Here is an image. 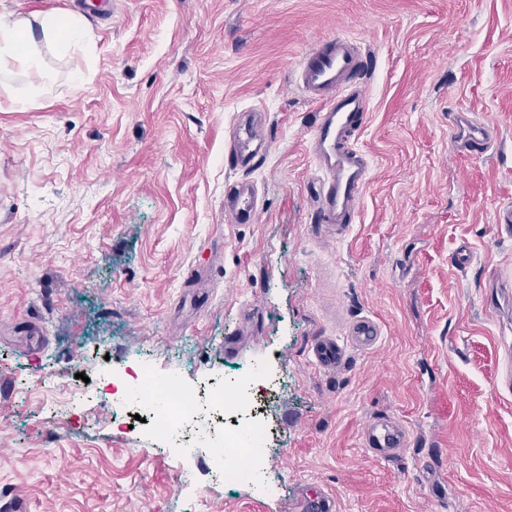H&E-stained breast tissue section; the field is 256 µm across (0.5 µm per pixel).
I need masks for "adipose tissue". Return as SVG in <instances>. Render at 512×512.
Listing matches in <instances>:
<instances>
[{
  "label": "adipose tissue",
  "instance_id": "1",
  "mask_svg": "<svg viewBox=\"0 0 512 512\" xmlns=\"http://www.w3.org/2000/svg\"><path fill=\"white\" fill-rule=\"evenodd\" d=\"M44 37L66 44L78 45L85 42L87 30L81 15L61 17L53 14L41 15L36 19L18 18L0 20V60L11 58L30 69H39L40 60L33 52L35 32Z\"/></svg>",
  "mask_w": 512,
  "mask_h": 512
}]
</instances>
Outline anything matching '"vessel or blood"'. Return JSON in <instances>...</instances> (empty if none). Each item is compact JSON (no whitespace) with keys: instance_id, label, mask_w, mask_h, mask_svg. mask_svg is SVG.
I'll return each instance as SVG.
<instances>
[{"instance_id":"vessel-or-blood-1","label":"vessel or blood","mask_w":512,"mask_h":512,"mask_svg":"<svg viewBox=\"0 0 512 512\" xmlns=\"http://www.w3.org/2000/svg\"><path fill=\"white\" fill-rule=\"evenodd\" d=\"M371 58L360 44L344 35L322 38L306 51L293 71V80L304 97L321 107L310 139L313 153L324 173V186L317 200L318 223L335 227L337 234L349 228L363 195L369 161L354 145L364 128L369 98L366 74ZM261 113H245L239 122L228 157L232 167L250 169L265 145L260 130ZM461 148L472 155L489 148L488 132L480 121H468ZM230 223H256L260 207L253 186L238 183L224 200ZM381 334L376 321L362 317L352 321L343 340L318 339L312 346L315 362L324 368L340 365L348 349H368ZM406 429L386 418L372 421L363 434V446L374 457L386 460L406 446Z\"/></svg>"}]
</instances>
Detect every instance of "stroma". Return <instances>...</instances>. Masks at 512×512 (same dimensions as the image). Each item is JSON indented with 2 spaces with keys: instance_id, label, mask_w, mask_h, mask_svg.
<instances>
[{
  "instance_id": "35a3bbf8",
  "label": "stroma",
  "mask_w": 512,
  "mask_h": 512,
  "mask_svg": "<svg viewBox=\"0 0 512 512\" xmlns=\"http://www.w3.org/2000/svg\"><path fill=\"white\" fill-rule=\"evenodd\" d=\"M84 44L37 39L42 67L0 61V507L28 512H512V0H112ZM373 59L369 160L349 232L313 222L318 106L290 78L318 39ZM25 108H18V100ZM267 150L227 163L240 114ZM466 114L494 123L457 152ZM258 191L254 224L224 195ZM462 249L473 255L453 265ZM376 320L371 350L333 369L310 348ZM238 336L240 349L224 352ZM144 368L187 388L269 369L273 438L250 483L224 487L208 445L127 424L112 379ZM89 379L71 414L57 400ZM405 427L389 460L373 419ZM224 212L231 224H254L260 207L253 186L246 182L237 183L224 200ZM407 442L406 429L384 417L373 420L363 434V447L382 460L392 458Z\"/></svg>"
}]
</instances>
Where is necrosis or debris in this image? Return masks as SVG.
<instances>
[{
  "mask_svg": "<svg viewBox=\"0 0 512 512\" xmlns=\"http://www.w3.org/2000/svg\"><path fill=\"white\" fill-rule=\"evenodd\" d=\"M256 396L250 377L211 380L201 390H190L175 377L163 378L151 371L133 374L120 401L124 412L145 416L162 435H175L206 405L219 423L202 438L215 453L212 463L225 483L250 477L254 463L263 456L271 428L254 414Z\"/></svg>",
  "mask_w": 512,
  "mask_h": 512,
  "instance_id": "obj_1",
  "label": "necrosis or debris"
}]
</instances>
